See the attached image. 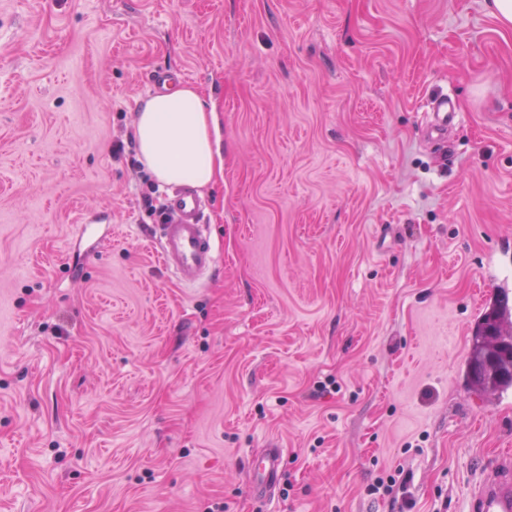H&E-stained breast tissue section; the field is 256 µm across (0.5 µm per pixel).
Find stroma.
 I'll return each mask as SVG.
<instances>
[{"instance_id": "35a3bbf8", "label": "stroma", "mask_w": 512, "mask_h": 512, "mask_svg": "<svg viewBox=\"0 0 512 512\" xmlns=\"http://www.w3.org/2000/svg\"><path fill=\"white\" fill-rule=\"evenodd\" d=\"M178 69L224 140L192 288L132 140ZM490 271L512 284V29L486 0H0V512H467L512 448V388L465 378ZM430 111L432 112L429 125L424 129L428 136H442L447 130L448 124H451L457 113L455 112V105L447 96H439L431 100ZM281 464L280 448H266L258 459L249 463L254 478L251 491L255 498L266 500L275 493L280 480Z\"/></svg>"}]
</instances>
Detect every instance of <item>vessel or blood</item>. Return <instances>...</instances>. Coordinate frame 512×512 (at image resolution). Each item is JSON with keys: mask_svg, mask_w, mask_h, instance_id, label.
Listing matches in <instances>:
<instances>
[{"mask_svg": "<svg viewBox=\"0 0 512 512\" xmlns=\"http://www.w3.org/2000/svg\"><path fill=\"white\" fill-rule=\"evenodd\" d=\"M430 110L426 135L444 134L456 118L453 101L445 96L436 97L430 102ZM204 208L203 199L191 189H179L168 196L165 220L155 227L154 239L162 266L185 286L197 285L217 263L213 242L204 225ZM281 464L282 453L277 448L265 449L250 462L255 498L265 500L275 493ZM467 512H512L511 451L485 469L471 493Z\"/></svg>", "mask_w": 512, "mask_h": 512, "instance_id": "1", "label": "vessel or blood"}]
</instances>
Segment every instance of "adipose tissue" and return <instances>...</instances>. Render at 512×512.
Here are the masks:
<instances>
[{
  "instance_id": "ef3b65f1",
  "label": "adipose tissue",
  "mask_w": 512,
  "mask_h": 512,
  "mask_svg": "<svg viewBox=\"0 0 512 512\" xmlns=\"http://www.w3.org/2000/svg\"><path fill=\"white\" fill-rule=\"evenodd\" d=\"M134 139L139 160L158 182L202 189L224 178L219 119L197 88L180 85L142 99Z\"/></svg>"
}]
</instances>
